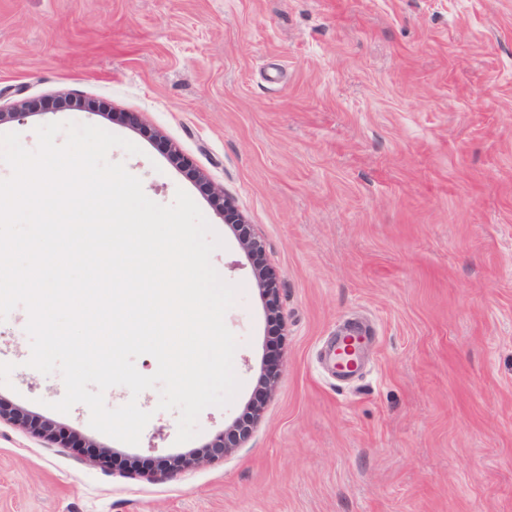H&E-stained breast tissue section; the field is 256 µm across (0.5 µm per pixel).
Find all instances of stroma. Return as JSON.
Returning a JSON list of instances; mask_svg holds the SVG:
<instances>
[{"mask_svg":"<svg viewBox=\"0 0 512 512\" xmlns=\"http://www.w3.org/2000/svg\"><path fill=\"white\" fill-rule=\"evenodd\" d=\"M0 123L78 122L136 144L108 158L168 205L185 190L237 301L234 401L177 443L158 410L139 445L52 410L27 367L25 308L0 322V402L115 458L201 449L276 371L250 439L162 479L109 470L0 420V512H512V0H0ZM99 104L100 115L82 108ZM134 113L139 127L109 120ZM172 143L230 197L276 271L271 341L252 261ZM372 330L343 382L322 351Z\"/></svg>","mask_w":512,"mask_h":512,"instance_id":"35a3bbf8","label":"stroma"}]
</instances>
